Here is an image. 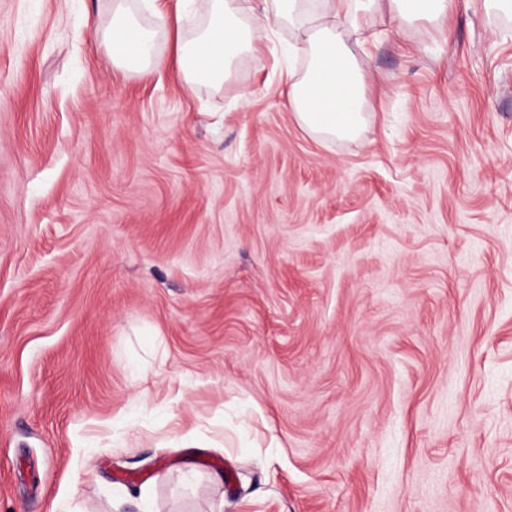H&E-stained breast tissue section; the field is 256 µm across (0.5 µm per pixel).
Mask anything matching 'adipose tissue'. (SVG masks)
Segmentation results:
<instances>
[{"label": "adipose tissue", "instance_id": "adipose-tissue-1", "mask_svg": "<svg viewBox=\"0 0 512 512\" xmlns=\"http://www.w3.org/2000/svg\"><path fill=\"white\" fill-rule=\"evenodd\" d=\"M131 0H113L112 28L103 40L113 64L147 79L169 60L157 32L143 25ZM452 0H269L263 20L239 18L232 0H212L209 21L192 38L176 36L174 54L188 86L223 83L236 60L256 53L263 31L286 27L295 34L289 54L304 57L303 71L289 70L287 105L302 128L324 139L354 140L366 128L365 82L357 64L356 34L380 9L398 23L445 21Z\"/></svg>", "mask_w": 512, "mask_h": 512}]
</instances>
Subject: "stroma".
<instances>
[{
    "instance_id": "35a3bbf8",
    "label": "stroma",
    "mask_w": 512,
    "mask_h": 512,
    "mask_svg": "<svg viewBox=\"0 0 512 512\" xmlns=\"http://www.w3.org/2000/svg\"><path fill=\"white\" fill-rule=\"evenodd\" d=\"M111 22L0 0V512H512V20L375 15L351 142ZM130 2L113 0L112 28L103 40L112 56V63L142 79H148L167 67V57L158 49L157 31L143 25Z\"/></svg>"
}]
</instances>
